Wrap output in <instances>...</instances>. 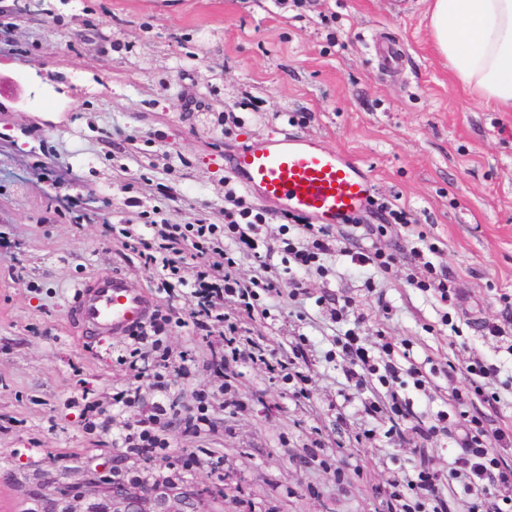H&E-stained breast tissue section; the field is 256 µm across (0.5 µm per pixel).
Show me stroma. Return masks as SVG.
I'll list each match as a JSON object with an SVG mask.
<instances>
[{
  "mask_svg": "<svg viewBox=\"0 0 512 512\" xmlns=\"http://www.w3.org/2000/svg\"><path fill=\"white\" fill-rule=\"evenodd\" d=\"M0 0V512H107L111 485H172L194 512H388L393 473L419 460L389 444L360 399H344L334 308L365 315L359 331L375 357L397 337L428 371L396 385L370 378L415 411L446 410L448 366H497L482 393L489 418L512 423V112L464 89L438 55L431 0ZM398 56L382 63L383 49ZM272 132L308 135L364 163L376 208L357 231L340 227L348 254L312 252L296 220L263 204L271 265L295 275L302 295H270L259 260L238 251L224 222L225 158ZM407 213L401 227L379 204ZM221 225L238 277L253 282L255 319L243 336L302 355L304 395L264 369L216 370L222 329L191 324L192 303L159 306L185 319L164 338L184 411L199 390L214 422L200 436L168 428L167 461L112 445L141 409L112 395L131 378L128 337L80 340L68 320L77 282L122 272L155 288L151 270L112 237V224ZM433 243L435 274L407 282V257ZM368 249L374 266L350 255ZM449 299L441 301L439 288ZM495 322L499 336L483 331ZM87 394L100 429L86 433L70 397ZM194 453L195 466L175 464ZM343 455V469L328 463ZM223 466H216V458Z\"/></svg>",
  "mask_w": 512,
  "mask_h": 512,
  "instance_id": "obj_1",
  "label": "stroma"
}]
</instances>
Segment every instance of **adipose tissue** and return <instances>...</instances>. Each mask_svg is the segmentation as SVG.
<instances>
[{
  "label": "adipose tissue",
  "mask_w": 512,
  "mask_h": 512,
  "mask_svg": "<svg viewBox=\"0 0 512 512\" xmlns=\"http://www.w3.org/2000/svg\"><path fill=\"white\" fill-rule=\"evenodd\" d=\"M430 28L461 85L512 112V0H432Z\"/></svg>",
  "instance_id": "ef3b65f1"
}]
</instances>
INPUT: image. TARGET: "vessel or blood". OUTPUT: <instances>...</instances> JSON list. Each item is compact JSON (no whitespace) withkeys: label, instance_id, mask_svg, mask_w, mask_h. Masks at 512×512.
<instances>
[{"label":"vessel or blood","instance_id":"b4317fda","mask_svg":"<svg viewBox=\"0 0 512 512\" xmlns=\"http://www.w3.org/2000/svg\"><path fill=\"white\" fill-rule=\"evenodd\" d=\"M230 169L248 194L312 224L345 223L372 195L371 179L359 161L301 134L275 132L245 145ZM154 304V296L133 287L125 275L102 273L78 284L70 317L84 338L126 336Z\"/></svg>","mask_w":512,"mask_h":512}]
</instances>
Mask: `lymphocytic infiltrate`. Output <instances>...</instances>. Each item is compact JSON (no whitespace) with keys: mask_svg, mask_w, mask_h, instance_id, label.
<instances>
[{"mask_svg":"<svg viewBox=\"0 0 512 512\" xmlns=\"http://www.w3.org/2000/svg\"><path fill=\"white\" fill-rule=\"evenodd\" d=\"M224 223L237 226L238 248L255 251L265 250L273 254L274 245L263 244L260 226L264 223L263 213L253 212L244 206L243 199L234 190L224 193ZM219 226L200 222L188 226L182 224H154L149 234L122 229L130 249L138 254L143 264L152 270L159 292L169 293L171 280L178 276L180 265L192 250L202 241H212L214 247L208 263L200 270L190 284L188 295L195 304L194 314L210 321L223 330L222 350L215 357L217 365L240 363L264 366L271 378L285 377L305 383L306 375L297 356H288L276 348L259 342H242L237 322L224 316V300L233 297L239 300L244 315L253 317L248 300L250 289L235 272L224 265V249L216 245ZM171 320L169 316L158 315L153 319L152 335L138 330L133 334L138 343L137 350L131 351L129 367L133 378L124 388L113 393L114 404L125 408L145 405L141 382L151 378L155 396L149 404L148 414L135 427L123 432L115 444L145 456L146 460H163L168 455L170 443L166 431L177 416L179 405L167 391L166 377L169 369L167 359L160 353L162 338ZM345 364L343 375L353 396L363 397L370 375L383 372L385 378H398L401 371L422 376L423 369L416 361L400 365L394 359L377 361L366 347L362 336L355 328L344 335L342 346ZM364 399V397H363ZM366 411L377 412L374 402L364 399ZM381 431L388 441L411 454L422 456L425 447L438 435H448L455 445V453L448 464L447 476H440L432 460L423 459L414 483H407L403 475H394L391 484V505L394 512H416L418 507L431 504L441 506L442 479L464 480L473 487L476 495L469 506V512H486L485 498L496 500L512 507V466L503 457L512 450V427L496 423L484 426L471 419L455 420L444 411L431 417L416 412L413 406L394 403Z\"/></svg>","mask_w":512,"mask_h":512,"instance_id":"obj_1","label":"lymphocytic infiltrate"}]
</instances>
